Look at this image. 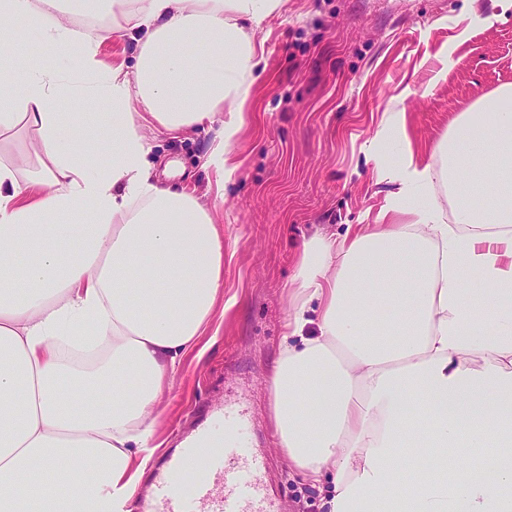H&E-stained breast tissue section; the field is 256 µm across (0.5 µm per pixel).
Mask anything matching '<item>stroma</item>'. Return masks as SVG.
<instances>
[{"label": "stroma", "instance_id": "1", "mask_svg": "<svg viewBox=\"0 0 512 512\" xmlns=\"http://www.w3.org/2000/svg\"><path fill=\"white\" fill-rule=\"evenodd\" d=\"M104 66H133L135 45L113 32L101 6ZM266 69L243 107L231 149L234 175L219 184L207 158L217 130L174 139L150 134L149 159L163 186L197 188L224 226V298L212 325L181 359L158 419L152 462L176 449L212 410L248 420L276 512H325V490L296 477L269 413V370L286 332L302 245L378 223L399 181L375 173V137L404 120L415 164L441 166L440 143L461 113L512 86V7L506 0H284L254 33ZM33 128L0 134V161L36 162Z\"/></svg>", "mask_w": 512, "mask_h": 512}]
</instances>
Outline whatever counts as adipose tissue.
<instances>
[{"instance_id":"1","label":"adipose tissue","mask_w":512,"mask_h":512,"mask_svg":"<svg viewBox=\"0 0 512 512\" xmlns=\"http://www.w3.org/2000/svg\"><path fill=\"white\" fill-rule=\"evenodd\" d=\"M284 0H112L134 72L98 66V0H0V24L40 30L70 69L0 38V128L39 133L27 175L0 162V512H134L158 410L180 358L224 298V234L194 193L160 187L147 129L220 124L229 147L259 64L253 30ZM202 41L196 54L186 47ZM74 95L112 106L103 144ZM461 113L448 138L455 221L439 173L402 179L388 223L304 243L288 343L270 370L274 439L327 512H512V89ZM111 161L98 162L102 146ZM477 287L465 288L472 272Z\"/></svg>"}]
</instances>
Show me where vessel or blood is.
<instances>
[{"label":"vessel or blood","mask_w":512,"mask_h":512,"mask_svg":"<svg viewBox=\"0 0 512 512\" xmlns=\"http://www.w3.org/2000/svg\"><path fill=\"white\" fill-rule=\"evenodd\" d=\"M246 432V419L238 410L213 412L196 436L155 472L146 512H274L264 493L262 460ZM196 461L204 479L190 489L177 488L174 475Z\"/></svg>","instance_id":"vessel-or-blood-1"}]
</instances>
